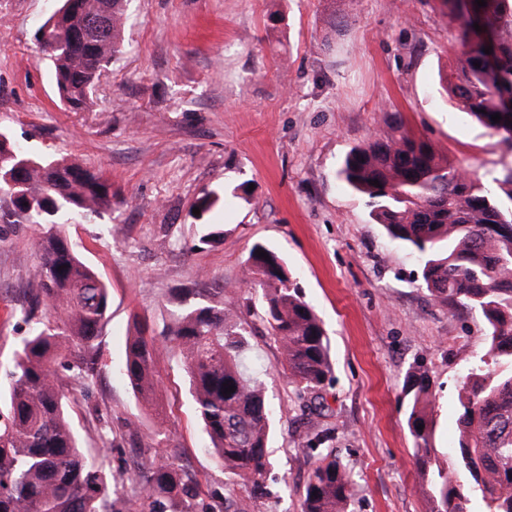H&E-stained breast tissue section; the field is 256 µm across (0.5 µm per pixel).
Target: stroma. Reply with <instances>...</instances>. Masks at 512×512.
I'll list each match as a JSON object with an SVG mask.
<instances>
[{
  "instance_id": "obj_1",
  "label": "stroma",
  "mask_w": 512,
  "mask_h": 512,
  "mask_svg": "<svg viewBox=\"0 0 512 512\" xmlns=\"http://www.w3.org/2000/svg\"><path fill=\"white\" fill-rule=\"evenodd\" d=\"M58 5L0 0V129L31 153L75 159L112 182L110 212L65 227L111 287L98 375L69 395L84 452L117 468L178 449L196 506L223 512L229 476L207 448L183 366L163 341L182 290L220 288L250 326L248 363L266 371L276 407L265 493L237 489L236 512H300L311 428L329 431L327 451L349 465L353 512H429L403 380L413 366L429 369L434 445L447 453L465 361L486 349L484 325L421 288L415 257L389 241L339 171L353 147L386 132L389 112L482 180L512 171V145L461 112L439 84L459 24L441 0H355L353 22L328 48L330 0H124L122 51L89 111L70 112L35 42ZM241 184L248 194L237 193ZM207 191L220 200L195 217ZM46 230L0 223L1 384L30 331L10 311L25 306L39 275ZM256 243L287 259L322 321L332 371L320 413L281 373L280 347L244 283ZM137 334L157 344L162 425L121 370ZM159 429L162 448L141 447Z\"/></svg>"
}]
</instances>
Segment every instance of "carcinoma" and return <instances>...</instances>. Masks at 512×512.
<instances>
[{"label":"carcinoma","instance_id":"obj_1","mask_svg":"<svg viewBox=\"0 0 512 512\" xmlns=\"http://www.w3.org/2000/svg\"><path fill=\"white\" fill-rule=\"evenodd\" d=\"M122 0H60L40 26L56 94L70 112L90 108L101 72L122 50ZM464 39L443 82L451 99L484 127L512 141V0H442ZM483 36L472 37L474 24ZM492 47L487 54L484 48ZM480 66H474V63ZM501 114L494 122L491 115ZM1 224H54L61 214L80 224L112 210V182L102 172L25 151L0 131ZM340 176L360 193L389 240L418 260L420 283L434 299L480 316L486 351L467 362L459 389L458 434L439 461L434 448V396L429 369L404 379L405 419L430 512H512V171L475 177L429 142L415 138L402 116L346 156ZM377 180L376 187L372 181ZM267 252L264 259L256 251ZM245 277L279 344L290 383L313 393L331 372L322 322L280 253L256 243ZM24 317L34 323L15 351L0 404V512H112L111 496L131 483L149 512H180L193 498L173 463L105 468L84 454L67 415L68 396L56 367L72 372L82 389L98 373V344L110 309V288L61 232H48L40 273L28 289ZM249 331L232 303L211 294L173 313L167 341L179 353L189 391L209 440L208 448L238 486L258 495L271 465L272 410L261 374L246 364ZM155 340L129 339L122 369L137 397L166 415L157 401ZM235 391L224 393V384ZM423 429H417V426ZM328 432L306 434L317 457L300 493L301 512H351L352 474L323 453Z\"/></svg>","mask_w":512,"mask_h":512}]
</instances>
